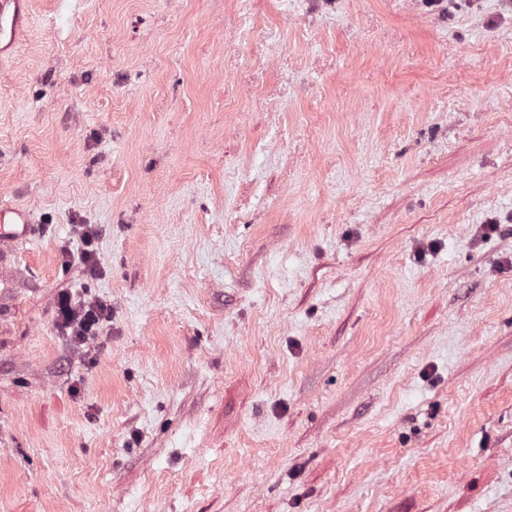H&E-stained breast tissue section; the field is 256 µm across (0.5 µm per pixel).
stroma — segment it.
Returning <instances> with one entry per match:
<instances>
[{"mask_svg": "<svg viewBox=\"0 0 512 512\" xmlns=\"http://www.w3.org/2000/svg\"><path fill=\"white\" fill-rule=\"evenodd\" d=\"M27 4L0 512H512V6ZM7 221V222H6ZM0 240L26 244L31 239V213L16 207L0 209ZM58 320L75 343L84 345L94 340L103 320L109 318L107 306L102 303H73L67 293L60 295L57 310Z\"/></svg>", "mask_w": 512, "mask_h": 512, "instance_id": "obj_1", "label": "stroma"}]
</instances>
